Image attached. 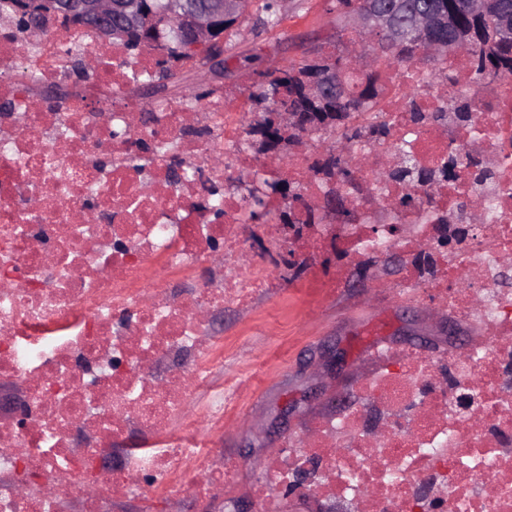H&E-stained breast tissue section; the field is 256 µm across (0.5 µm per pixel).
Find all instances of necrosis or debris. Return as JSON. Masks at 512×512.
<instances>
[{
	"mask_svg": "<svg viewBox=\"0 0 512 512\" xmlns=\"http://www.w3.org/2000/svg\"><path fill=\"white\" fill-rule=\"evenodd\" d=\"M98 42L58 19L26 37L0 29V384L21 389L26 422H0V512H61L70 500L104 512L107 496L135 489H232L238 463L212 461L184 415L195 402L210 429L224 427V386L208 364L224 344L210 315L288 285L280 248L245 261L279 227L255 230L237 186L257 171L300 181L301 215L324 194L308 176L310 153L282 167L245 152L223 94L146 106L136 87L154 79L158 50L132 61L117 46L99 54ZM443 73L442 87L419 73L386 76L387 137L344 159L365 153L391 170L406 139L427 170L455 154L457 179L412 186L362 174L348 195L353 223L311 226L289 248L353 266L401 250L399 296L427 294L478 334L438 357L386 352L399 370L368 377L359 404L267 459L266 481L252 488L266 512H278L275 488L302 469L313 472L307 492L347 512H512V79L480 87L485 108L469 119L433 121L449 90L476 82L462 58ZM145 110L151 119L128 127V113ZM379 202L390 206L381 227ZM432 210L452 225L425 222ZM393 224L412 235L394 238ZM445 235L453 250L439 248ZM116 446L123 465L99 470Z\"/></svg>",
	"mask_w": 512,
	"mask_h": 512,
	"instance_id": "1",
	"label": "necrosis or debris"
}]
</instances>
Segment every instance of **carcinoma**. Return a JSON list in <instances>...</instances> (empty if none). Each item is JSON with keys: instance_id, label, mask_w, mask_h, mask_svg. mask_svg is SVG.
I'll list each match as a JSON object with an SVG mask.
<instances>
[{"instance_id": "obj_1", "label": "carcinoma", "mask_w": 512, "mask_h": 512, "mask_svg": "<svg viewBox=\"0 0 512 512\" xmlns=\"http://www.w3.org/2000/svg\"><path fill=\"white\" fill-rule=\"evenodd\" d=\"M387 0H335L334 8L342 20L340 31L348 30L349 22L369 8L383 7ZM468 0H402L398 11V20L402 36L395 42L373 31H364L353 26L354 35L349 38L347 49L359 47L368 57L362 65L361 74L352 69L354 61L350 56L334 52L314 51L315 57L291 64L285 69L267 70L259 73L263 82L258 92L251 94V101L259 110L260 119L256 126L269 125L268 115L272 112H318L322 115L335 114L336 125L325 129L331 137L323 158L309 166L313 179L325 187L323 199L329 203L336 201L339 210L336 217H345V223L351 222V212L345 208L338 182L355 185V175L348 167L342 166V155L346 148L356 143L365 134L364 124L373 119L372 113L378 111L382 87L381 70L392 72L410 70L424 65L429 77L436 79L440 66L448 61V53H427L429 43L444 45L460 41L463 43L462 55L472 60L477 78L480 80H500L512 78V27L503 24L512 20V0H498L500 10L485 15L480 24H475L466 10ZM164 0H147L145 4L144 28L132 33L127 39L117 43L128 49H136L151 43L162 44V48L172 45L169 52L181 58L193 56L183 35L162 23L161 10ZM417 7L428 9L433 18L430 28L422 30L412 21V12ZM265 15L258 22L270 28L279 26L281 14L278 0H264ZM334 69L336 85L342 88L338 96L315 98L309 91V85L324 69ZM397 152L407 156L405 166L388 171H378V180L419 185L435 178L448 177L456 165V157L448 155V161L436 171H426L417 164L414 154L404 144L395 146ZM283 179L269 181L256 177L246 182L245 191L251 223H257L271 214L270 199L279 191Z\"/></svg>"}]
</instances>
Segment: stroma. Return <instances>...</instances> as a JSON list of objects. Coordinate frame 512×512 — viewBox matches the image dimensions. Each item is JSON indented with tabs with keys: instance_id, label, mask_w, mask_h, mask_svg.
<instances>
[{
	"instance_id": "1",
	"label": "stroma",
	"mask_w": 512,
	"mask_h": 512,
	"mask_svg": "<svg viewBox=\"0 0 512 512\" xmlns=\"http://www.w3.org/2000/svg\"><path fill=\"white\" fill-rule=\"evenodd\" d=\"M262 0H251L245 19L223 37L232 46L229 59L197 57L167 84V95L189 91L223 92L229 111L257 119L249 95L259 72L300 61L311 45L331 48L336 42V14L331 0H281V27L259 25ZM399 277L387 260H376L359 287L339 288L311 306L284 299L276 288L245 308L229 307L214 335L223 337L224 357L213 373L235 386L237 401L223 430L211 432L214 456L245 465L234 495L215 499L213 512H232L262 480L255 458L298 442L316 422L337 414L327 394L352 390L378 372L373 353L393 345L400 350L444 347L453 339L474 336V327H459L449 336L448 319L436 304L394 294ZM110 512H195L196 502L162 493L111 499Z\"/></svg>"
}]
</instances>
